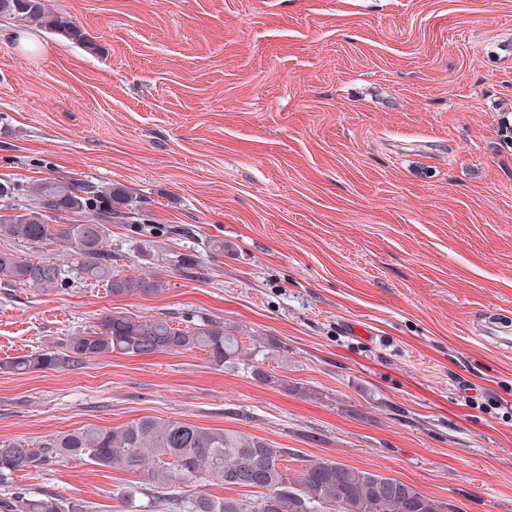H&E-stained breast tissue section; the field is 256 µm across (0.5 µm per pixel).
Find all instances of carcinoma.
I'll return each instance as SVG.
<instances>
[{
    "mask_svg": "<svg viewBox=\"0 0 512 512\" xmlns=\"http://www.w3.org/2000/svg\"><path fill=\"white\" fill-rule=\"evenodd\" d=\"M0 16L18 27L37 28L66 38L91 51L89 33L49 0H0ZM29 197L27 207L13 204L19 192ZM134 198L124 186L89 185L77 179L46 177L25 185L0 179V240H18L32 248L52 242L72 259L85 281L104 283L115 296L161 293V274L124 275L112 266L106 249L109 225L130 218ZM86 213L89 221L71 224L60 215ZM64 266L42 256L22 259L0 251V284L53 289L67 281ZM200 350L211 364L242 366L255 381L288 382L263 367L261 342L242 352L235 329L222 321L194 316L175 325L161 316H139L114 310L94 330L26 355L0 361L5 373L63 371L99 356L120 353L155 355ZM288 452L244 432L207 428L174 419L141 417L117 428L87 426L73 433L52 434L33 443L24 438L0 442V486L14 485L23 470L42 471L66 457H86L108 468L143 471L152 507L159 512H445L447 504L379 472L317 458L298 476L288 473ZM212 477L227 489L262 490L256 499L197 497L183 502L176 487ZM0 512H88L86 502L54 493L32 495L20 488L0 497Z\"/></svg>",
    "mask_w": 512,
    "mask_h": 512,
    "instance_id": "obj_1",
    "label": "carcinoma"
}]
</instances>
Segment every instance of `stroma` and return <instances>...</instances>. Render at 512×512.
I'll use <instances>...</instances> for the list:
<instances>
[{"label":"stroma","mask_w":512,"mask_h":512,"mask_svg":"<svg viewBox=\"0 0 512 512\" xmlns=\"http://www.w3.org/2000/svg\"><path fill=\"white\" fill-rule=\"evenodd\" d=\"M50 3L98 49L0 17V177L125 186L145 219L112 263L168 286H0V360L115 309L207 314L277 381L198 350L0 372V442L176 419L512 512V348L480 335L512 327V0ZM15 483L127 512L146 477L74 457Z\"/></svg>","instance_id":"1"}]
</instances>
